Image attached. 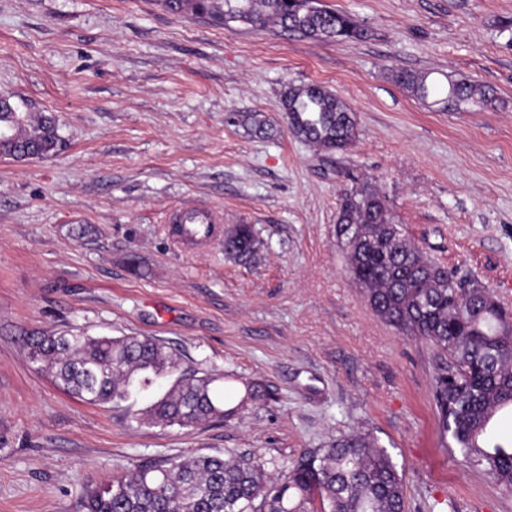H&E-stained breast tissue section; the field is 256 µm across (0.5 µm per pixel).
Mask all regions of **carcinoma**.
Segmentation results:
<instances>
[{
	"instance_id": "obj_1",
	"label": "carcinoma",
	"mask_w": 512,
	"mask_h": 512,
	"mask_svg": "<svg viewBox=\"0 0 512 512\" xmlns=\"http://www.w3.org/2000/svg\"><path fill=\"white\" fill-rule=\"evenodd\" d=\"M173 14L208 15L229 28L277 23L309 38L356 41L367 30L351 15L315 0H162ZM395 80L416 98L445 109L484 107L495 88L446 76V91L428 72L401 70ZM290 132L325 150H345L358 136L347 105L318 84L292 86L283 99ZM233 122L256 135L266 133L255 115ZM0 156L23 159L27 152L54 155L59 138L55 119H34L0 110ZM345 189L336 219V238L346 252L348 272L371 309L400 333L432 344L445 362L433 380L440 426L451 435L464 462L512 493V443L499 440L490 425L512 411V314L476 281L463 288L462 271L428 258L403 234L386 197L350 169L341 172ZM257 245L252 228L237 226L224 251L250 257ZM29 358L47 371L63 392L90 404L124 401L149 389L157 378L177 375L151 404L154 423L197 428L232 417L246 401L260 397L245 386L235 399L222 373L198 374L148 336H90L72 329L28 339ZM259 505H254V502ZM85 512H405L403 473L387 449L370 436L352 433L310 453L278 478L244 457L197 455L185 460L141 464L129 476L114 477L84 498Z\"/></svg>"
}]
</instances>
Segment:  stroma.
<instances>
[{
  "label": "stroma",
  "instance_id": "stroma-1",
  "mask_svg": "<svg viewBox=\"0 0 512 512\" xmlns=\"http://www.w3.org/2000/svg\"><path fill=\"white\" fill-rule=\"evenodd\" d=\"M322 3L367 38L227 29L161 0H0V94L59 136L50 158L0 157V512H84L87 490L153 459L233 454L276 477L355 431L402 470L406 512H512L440 429L435 350L373 312L336 242L350 167L426 256L512 309V0ZM399 69L498 99L448 112ZM308 83L351 109L348 150L289 131L283 95ZM241 112L266 134L229 124ZM195 202L225 231L253 225V256L178 251L165 216ZM67 329L155 337L263 395L199 430L139 423L171 379L81 402L27 357L28 336ZM395 80L406 90L412 93L416 98L427 101L430 97L436 96L444 92L430 80V73L413 72L408 70L396 71L393 74Z\"/></svg>",
  "mask_w": 512,
  "mask_h": 512
}]
</instances>
